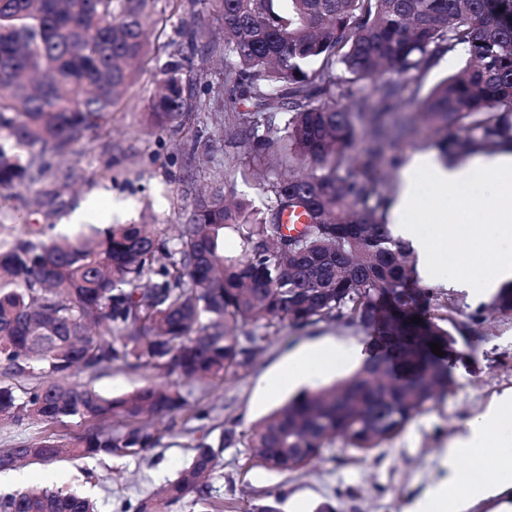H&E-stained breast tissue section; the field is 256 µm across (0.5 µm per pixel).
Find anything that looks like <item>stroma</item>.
Listing matches in <instances>:
<instances>
[{"instance_id":"stroma-1","label":"stroma","mask_w":512,"mask_h":512,"mask_svg":"<svg viewBox=\"0 0 512 512\" xmlns=\"http://www.w3.org/2000/svg\"><path fill=\"white\" fill-rule=\"evenodd\" d=\"M182 30L213 33L217 26L201 0H159L149 26L151 51L126 88L111 124L89 133L75 153L53 163L42 181L0 189V238L25 234L33 226L55 239L75 238L92 225L104 228L147 221L174 226L182 223L183 208L190 200L183 191L184 178H191L197 191L209 184L218 169L234 200L263 208L265 186L283 173L272 157L250 155L244 147L222 140L215 143L211 157L190 163L183 153L182 133L159 130L148 120L147 106L167 57V44ZM243 167L253 170V179H241ZM92 199L98 203L97 211L73 222V214ZM420 204L425 210L455 209L458 221L469 225L474 238L492 234L500 249L512 248V238L496 236L481 207L459 206L426 178L420 184ZM440 301L453 309L465 333L479 339L476 352L455 369V384L447 396L429 404L398 437L372 454H360L337 442L324 448L306 472L283 475L252 465L247 448L224 449L209 480L214 500L229 506L230 512H248L255 499L267 495L279 497L280 512H293L298 506L313 512L322 502L331 503L337 512H407L440 477V451L465 421L512 391V315H496L476 325L470 320L476 307L466 294L445 289ZM265 334L261 352L235 376L223 381H181L185 404L176 414L155 419L161 433L156 448L122 458L66 455L48 464H24L20 470L28 479L23 484L14 481L11 471L3 470L0 495L23 485L76 490L90 496L98 512H122L125 502L147 496L173 479L191 460L199 442H218L225 422H236L238 432H248L299 392L348 378L358 367L357 362L340 360L329 373L305 381L286 380L288 359L298 346L326 340L348 346L366 336L363 329L340 321L304 328L272 327ZM157 380L149 367H112L75 378L105 397ZM128 425L120 416L0 424V451L26 447L49 435L65 440L100 429L122 431Z\"/></svg>"}]
</instances>
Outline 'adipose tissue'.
<instances>
[{"mask_svg":"<svg viewBox=\"0 0 512 512\" xmlns=\"http://www.w3.org/2000/svg\"><path fill=\"white\" fill-rule=\"evenodd\" d=\"M504 175L505 180L496 189L497 195L512 194V150L503 149L491 155L477 154L460 162L444 163L435 153L417 152L406 159L400 170L399 189L388 213L387 222L394 237L409 243L417 256V270L421 278L438 282L440 287L465 289L477 299H485L501 286L512 281V252L495 256L492 271L480 288H473L469 279L436 276L440 247L448 237V212L438 208L423 213L418 207L416 176L426 173L440 188L455 190L469 183L474 168ZM353 347H339L332 343L309 346L300 351L289 367L292 376H309L328 370L337 359L356 356ZM512 424V394L502 397L493 407L467 422L463 432L451 439L441 452V465L446 474L436 481L425 497L409 512H466L473 503L512 489V481H492L489 473L478 479L467 476L466 462L476 444L485 443L502 456L512 457V433H506Z\"/></svg>","mask_w":512,"mask_h":512,"instance_id":"ef3b65f1","label":"adipose tissue"}]
</instances>
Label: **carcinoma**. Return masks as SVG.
I'll use <instances>...</instances> for the list:
<instances>
[{
    "label": "carcinoma",
    "instance_id": "obj_1",
    "mask_svg": "<svg viewBox=\"0 0 512 512\" xmlns=\"http://www.w3.org/2000/svg\"><path fill=\"white\" fill-rule=\"evenodd\" d=\"M158 0H0V188L42 180L112 119L149 52L146 18ZM222 40L192 32L174 41L148 117L192 133L189 161L226 136L288 175L270 183L257 212L226 203L224 179L183 209L178 237L147 224L94 229L75 241L0 240V422L57 423L120 415L125 431L99 430L30 445L35 462L138 455L160 443L144 418L184 406L178 383L104 397L70 382L80 372L147 366L166 377L225 380L250 364L264 337L252 327L344 321L370 331L373 355L347 380L289 399L246 433L231 423L218 446L194 447L188 466L123 512H168L190 494L211 501L220 449L284 475L305 471L340 441L367 454L400 435L452 388L453 357L466 356L451 312L415 278L408 246L386 223L391 191L378 174L391 129L450 130L442 157L512 146V0H205ZM466 64L412 98L448 52ZM225 60L217 84L197 85L188 54ZM391 74L382 78L383 73ZM370 81L365 92L361 83ZM417 111L402 112L409 103ZM218 116L208 133L198 114ZM300 210L308 224H281ZM239 240L224 255V230ZM489 311L512 314V282ZM417 316L422 322H412ZM441 345L443 356L430 344ZM53 448L45 456L42 449ZM0 512H95L78 492L28 488L0 496Z\"/></svg>",
    "mask_w": 512,
    "mask_h": 512
}]
</instances>
